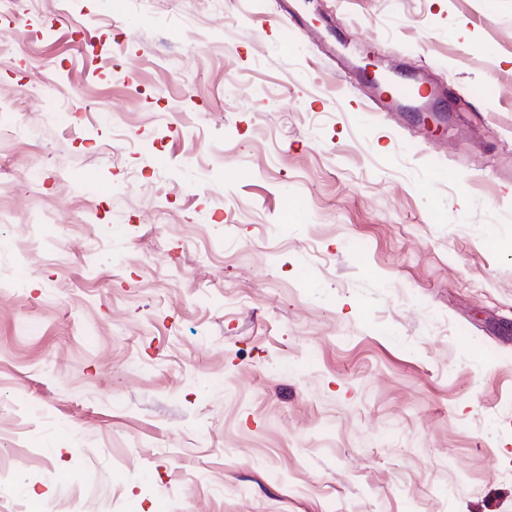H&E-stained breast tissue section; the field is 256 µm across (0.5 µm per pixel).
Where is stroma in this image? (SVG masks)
Listing matches in <instances>:
<instances>
[{
    "label": "stroma",
    "mask_w": 512,
    "mask_h": 512,
    "mask_svg": "<svg viewBox=\"0 0 512 512\" xmlns=\"http://www.w3.org/2000/svg\"><path fill=\"white\" fill-rule=\"evenodd\" d=\"M243 501L512 512V0H0V512ZM381 108L387 112H444L439 106L438 92L421 82L398 78L370 80ZM387 85L389 90L383 89Z\"/></svg>",
    "instance_id": "1"
}]
</instances>
